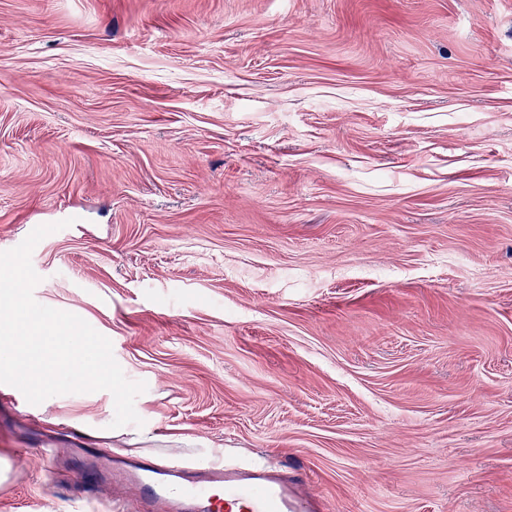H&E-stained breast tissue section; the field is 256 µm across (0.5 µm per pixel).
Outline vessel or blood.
Instances as JSON below:
<instances>
[{"label": "vessel or blood", "mask_w": 512, "mask_h": 512, "mask_svg": "<svg viewBox=\"0 0 512 512\" xmlns=\"http://www.w3.org/2000/svg\"><path fill=\"white\" fill-rule=\"evenodd\" d=\"M87 474L128 488L123 512H143L145 501L159 512H310L308 502L295 493L298 473L284 465L148 457L116 459L108 468H88Z\"/></svg>", "instance_id": "vessel-or-blood-1"}]
</instances>
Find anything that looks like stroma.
Here are the masks:
<instances>
[{
  "label": "stroma",
  "mask_w": 512,
  "mask_h": 512,
  "mask_svg": "<svg viewBox=\"0 0 512 512\" xmlns=\"http://www.w3.org/2000/svg\"><path fill=\"white\" fill-rule=\"evenodd\" d=\"M62 220L143 424L0 383V512H111L81 439L512 512V0H0V251Z\"/></svg>",
  "instance_id": "obj_1"
}]
</instances>
